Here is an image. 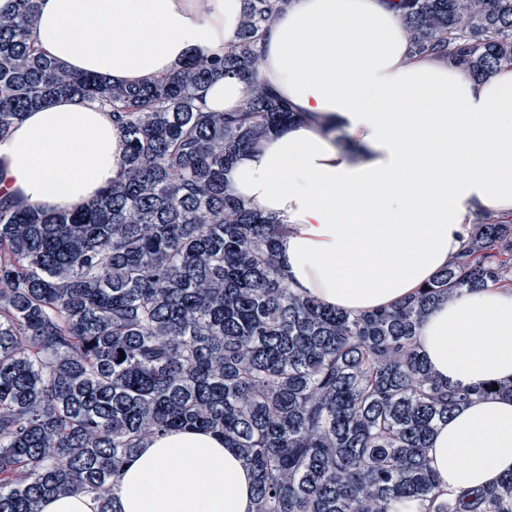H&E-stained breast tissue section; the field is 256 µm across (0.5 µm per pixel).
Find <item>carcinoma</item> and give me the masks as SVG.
I'll return each mask as SVG.
<instances>
[{"instance_id":"1","label":"carcinoma","mask_w":512,"mask_h":512,"mask_svg":"<svg viewBox=\"0 0 512 512\" xmlns=\"http://www.w3.org/2000/svg\"><path fill=\"white\" fill-rule=\"evenodd\" d=\"M413 52L476 78L512 62V0H390ZM290 0H244L238 41L119 86L35 46L39 0L0 15V138L63 96L124 132L96 200L38 213L0 200V512L110 488L143 443L213 432L255 475V512H512V473L445 495L427 450L471 392L437 378L420 326L441 298L512 282V222L479 212L460 253L407 299L351 315L291 288L283 226L233 195L236 156L294 119L260 78L264 29ZM246 83L235 112L213 80ZM125 359H120V353ZM245 94V85L225 77L210 84L203 92L204 102L212 111L233 112Z\"/></svg>"}]
</instances>
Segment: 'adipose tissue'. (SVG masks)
<instances>
[{"label":"adipose tissue","instance_id":"obj_1","mask_svg":"<svg viewBox=\"0 0 512 512\" xmlns=\"http://www.w3.org/2000/svg\"><path fill=\"white\" fill-rule=\"evenodd\" d=\"M243 0H40L36 46L69 70L138 85L237 41ZM262 80L296 117L237 157L233 193L284 225L294 288L351 314L407 298L461 249L474 212L512 216V64L475 79L417 55L387 0H291L258 45ZM111 112L60 97L0 139V198L61 212L121 170ZM420 352L456 388L512 381V287L439 302ZM442 490L512 472V398L487 393L436 430ZM116 512H254L236 449L203 431L148 440L110 492Z\"/></svg>","mask_w":512,"mask_h":512}]
</instances>
